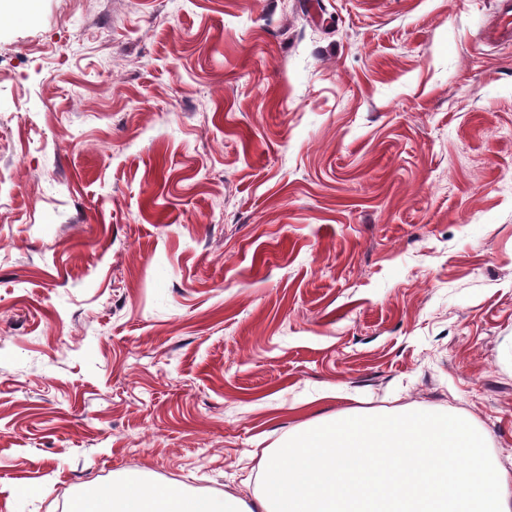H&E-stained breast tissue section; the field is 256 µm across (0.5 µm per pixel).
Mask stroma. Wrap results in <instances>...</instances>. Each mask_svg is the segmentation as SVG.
I'll use <instances>...</instances> for the list:
<instances>
[{
    "mask_svg": "<svg viewBox=\"0 0 512 512\" xmlns=\"http://www.w3.org/2000/svg\"><path fill=\"white\" fill-rule=\"evenodd\" d=\"M496 0H31L0 21V512L114 474L251 498L348 410L512 473Z\"/></svg>",
    "mask_w": 512,
    "mask_h": 512,
    "instance_id": "stroma-1",
    "label": "stroma"
}]
</instances>
